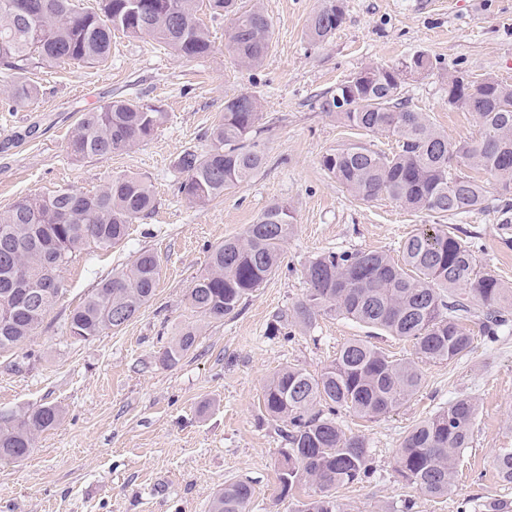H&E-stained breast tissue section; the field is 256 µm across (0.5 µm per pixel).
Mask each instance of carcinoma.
<instances>
[{"label": "carcinoma", "instance_id": "carcinoma-1", "mask_svg": "<svg viewBox=\"0 0 512 512\" xmlns=\"http://www.w3.org/2000/svg\"><path fill=\"white\" fill-rule=\"evenodd\" d=\"M204 8L214 16H231L227 48L241 65L261 66L273 27L257 4L245 9L238 0H101L97 13L81 8L80 0H0V67L10 76L5 100L26 105L39 97L40 88L26 78L32 68L106 63L115 31L151 36L186 60L204 58L213 49L199 18ZM344 14L343 0H324L307 23L311 43L331 37ZM432 68L424 53L392 66H365L323 96L321 111L350 127L392 137L397 149L386 153L352 143L323 156L322 166L356 200L389 198L411 211L450 219L492 207L476 177L485 171L499 183V204L492 208L508 213L512 84L492 76L448 75V105L473 113L478 126L475 136L456 141L402 96L407 80ZM261 119L256 96L224 99L209 149L186 150L176 161L187 200L204 205L259 173L266 163ZM165 121L166 113L151 103L110 100L82 114L67 149L77 160L110 157L152 139ZM155 207L151 184L124 175L94 192L64 186L19 197L0 212V354L33 336L62 295L61 287L42 291L43 280L61 276L91 245L120 244L128 225ZM293 221L288 205L272 203L241 234L215 246L189 290L191 309L213 321L237 313L278 270ZM159 274L156 256L139 253L70 312L69 335L87 340L129 322L153 296ZM302 275L306 292L292 314L279 316V327L310 325L334 314L370 329V335L346 341L319 373L294 365L276 370L264 387L262 408L284 425L280 495L308 486L313 494L299 512H348L338 490L369 481L374 469L367 440L346 433L341 413L375 421L403 405L422 385L417 360L450 363L469 354L472 323L490 341L512 334V285L444 224L417 229L400 246L398 260L382 251H331L308 260ZM380 333L411 342L416 359L392 358L372 342ZM194 343L195 330L188 327L164 350L161 363L176 364ZM478 410L473 397L458 396L416 423L397 450L398 477L429 498L450 494L460 458L472 447ZM61 421L55 405L1 412L0 458H24L37 435ZM492 464L499 482L511 485L512 448L498 449ZM254 497L251 482L227 483L210 512H251Z\"/></svg>", "mask_w": 512, "mask_h": 512}]
</instances>
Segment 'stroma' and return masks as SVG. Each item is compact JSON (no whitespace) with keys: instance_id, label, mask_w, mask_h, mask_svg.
Returning a JSON list of instances; mask_svg holds the SVG:
<instances>
[{"instance_id":"35a3bbf8","label":"stroma","mask_w":512,"mask_h":512,"mask_svg":"<svg viewBox=\"0 0 512 512\" xmlns=\"http://www.w3.org/2000/svg\"><path fill=\"white\" fill-rule=\"evenodd\" d=\"M274 36L263 65L237 64L225 47L230 21L203 14L214 49L187 61L152 37L112 38L106 65H61L31 71L42 94L16 107L0 97V211L18 197L62 186L94 191L112 178L140 175L152 184L156 209L130 225L109 249L89 247L64 270V293L37 333L0 356V412L52 404L57 427L40 434L21 460H0V512H209L224 483L248 480L252 512H296L304 492L279 494L285 446L282 426L265 416L262 393L277 369L295 364L321 371L349 339L354 322L321 316L292 335H271L276 316L302 299L303 265L327 251L376 250L398 256L402 242L428 216L380 199L359 202L322 168L323 155L352 143L395 150L394 139L369 135L321 112L318 100L367 65H392L418 52L434 70L407 81L403 96L454 140L474 136L470 113L448 104L449 74L494 76L512 83V0H344L345 19L316 47L306 25L323 0H261ZM247 92L262 105L266 163L244 187L207 205L179 191L174 161L184 150L206 151L226 97ZM141 98L167 113L147 143L104 158L76 160L66 149L82 113L111 97ZM284 202L294 229L278 272L238 314L208 322L187 295L206 269L210 249L241 233L269 204ZM475 236L479 258L512 283V228L500 213L458 219ZM161 264L152 299L120 330L80 341L65 323L102 279L125 268L138 251ZM193 348L172 367L159 356L186 326ZM421 389L374 422L343 416L346 431L365 436L375 474L342 489L350 512H480L483 496L512 501L492 466L498 448H512V336L488 343L454 364L424 363ZM475 396L479 416L464 474L447 497H424L401 483L396 452L418 421L448 401Z\"/></svg>"}]
</instances>
